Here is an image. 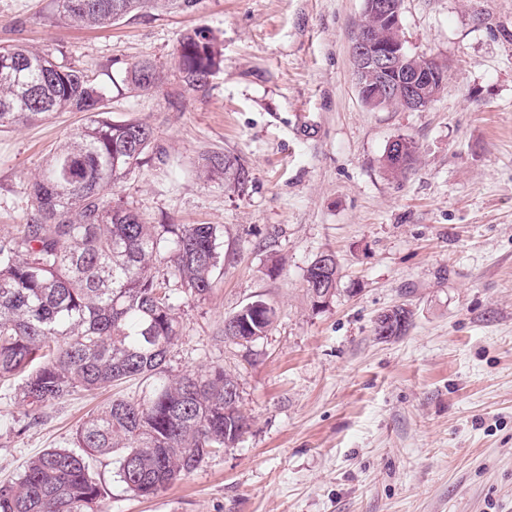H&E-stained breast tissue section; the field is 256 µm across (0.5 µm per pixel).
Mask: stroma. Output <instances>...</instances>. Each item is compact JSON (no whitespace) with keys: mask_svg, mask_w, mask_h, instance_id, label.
Segmentation results:
<instances>
[{"mask_svg":"<svg viewBox=\"0 0 512 512\" xmlns=\"http://www.w3.org/2000/svg\"><path fill=\"white\" fill-rule=\"evenodd\" d=\"M363 0H201L108 28L60 20L51 0H0V44L51 49L106 92L115 121L152 142L114 193L151 224H211L224 266L203 300L182 298L166 368L235 376L249 429L152 498L126 492L114 459L92 462L103 512H512V0H403L410 53L448 76L425 109L371 110L351 49ZM206 29L219 65L184 87L181 36ZM147 59L150 93L125 80ZM85 121L57 112L0 132V236L26 223L29 186ZM416 146L403 176L389 143ZM235 157L244 184L200 176ZM330 251L336 295L312 308L305 272ZM261 298L276 311L249 346L224 321ZM405 307L404 336L378 316ZM0 383V483L83 420L148 382L81 391L38 414Z\"/></svg>","mask_w":512,"mask_h":512,"instance_id":"obj_1","label":"stroma"}]
</instances>
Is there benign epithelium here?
<instances>
[{"label":"benign epithelium","mask_w":512,"mask_h":512,"mask_svg":"<svg viewBox=\"0 0 512 512\" xmlns=\"http://www.w3.org/2000/svg\"><path fill=\"white\" fill-rule=\"evenodd\" d=\"M364 12L376 16V24L361 22L352 45V61L359 96L373 110L392 107L401 99L409 110L424 109L436 98L447 78L437 63L407 67L400 35V4L395 0H366Z\"/></svg>","instance_id":"benign-epithelium-1"}]
</instances>
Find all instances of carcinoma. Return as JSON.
<instances>
[{
	"mask_svg": "<svg viewBox=\"0 0 512 512\" xmlns=\"http://www.w3.org/2000/svg\"><path fill=\"white\" fill-rule=\"evenodd\" d=\"M199 0H55L59 18L76 24L115 26L133 12L161 4L188 13ZM177 69L187 90H205L217 67L211 40L201 30L183 35ZM140 91L161 82L149 60L126 69ZM105 91L80 70L49 52L22 43L0 47V131L54 112H85L86 123L60 144L29 191L30 219L0 237V382L24 377L21 399L36 412L79 390L141 379L143 400L115 399L90 415L76 432L77 453L49 448L18 479L0 484V512H101L102 491L89 460L116 457L117 481L142 498L157 495L190 473L217 448L238 443L249 423L239 402L224 399L236 378L222 368L171 378L166 362L180 338L176 302L204 299L224 263L211 224H147L112 187L136 168L151 144L152 129L139 121L105 116ZM416 150L383 158L404 174ZM202 173L241 185L246 171L236 158L209 155ZM166 255L167 271L155 261ZM305 282L312 307L336 293L338 265L317 269ZM256 299L227 318L224 339L261 338L275 311ZM395 328L381 339L406 334L409 312L393 309Z\"/></svg>",
	"mask_w": 512,
	"mask_h": 512,
	"instance_id": "carcinoma-1",
	"label": "carcinoma"
}]
</instances>
